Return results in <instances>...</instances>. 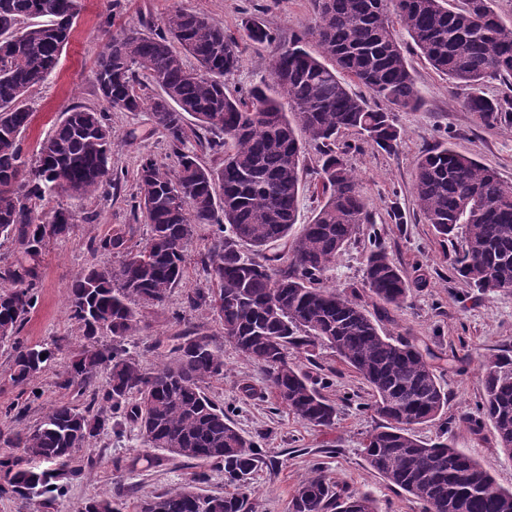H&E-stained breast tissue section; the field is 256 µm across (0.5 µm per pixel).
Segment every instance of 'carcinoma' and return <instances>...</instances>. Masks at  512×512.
Segmentation results:
<instances>
[{
  "label": "carcinoma",
  "mask_w": 512,
  "mask_h": 512,
  "mask_svg": "<svg viewBox=\"0 0 512 512\" xmlns=\"http://www.w3.org/2000/svg\"><path fill=\"white\" fill-rule=\"evenodd\" d=\"M318 21L282 49L263 82L242 101L225 91L224 76L238 67L240 44L199 12L179 9L155 33L122 28L108 39L95 64L100 96L109 108L138 112L148 106L155 129L169 141L177 165L150 155L137 169L134 214L147 237L130 243L113 229L91 241L95 252L120 257L108 270L80 272L67 289L71 319L89 341L71 361L59 387L89 391L83 408L60 402L32 428L12 433L0 453V496L46 507L82 469L75 450L126 423L139 427L144 452L159 464L201 460L224 472L233 491L207 494L209 475L184 482L143 502L140 512H259L249 488L266 457L205 393L206 380L224 375V354L207 335L189 332L173 349L174 364L147 372L126 346L141 330V309L166 304L183 278L195 228L211 227L201 257L211 288L186 295L185 308L217 315L224 339L262 367L278 401L297 419L331 429L336 407L288 356L331 349L369 386L371 407L386 424L363 444L367 464L387 483L422 504L424 512H512V491L499 487L472 456L445 443H426L417 425L435 421L448 406L433 354L406 337L382 334L377 315L362 303L368 290L383 311L403 307L412 282L382 244L365 258L361 286L338 291L323 285L364 225L371 223L360 179L336 141L346 133L390 152L402 139L395 113L372 106L382 100L414 110L421 100L407 63L411 47L452 85L470 88L464 106L486 124H512V105L488 96V83L512 78V23L496 0H316ZM81 0H0V236L17 245L0 266V344L11 345L10 378L30 388L52 348L29 344L20 332L38 303L42 256L51 240L69 234L74 213L50 206L58 193L91 197L112 190L114 133L106 110L75 105L33 158L23 147L33 121L25 104L43 83L79 16ZM408 37L401 41L395 27ZM248 41L272 34L245 26ZM317 51L308 48L309 42ZM192 57L196 65L186 63ZM157 88L145 98L140 76ZM363 85L370 97L354 92ZM192 117L189 123L186 117ZM318 155L322 201L311 221L297 223L304 144ZM222 156L208 166L201 155ZM412 192L423 222L451 240L464 234L455 272L484 293L512 291V187L446 143L416 160ZM112 343L99 344L103 334ZM102 388L93 385L99 371ZM484 395L476 431L490 424L512 458V355L483 363ZM84 512H124L121 494L96 493ZM289 512H378L376 500L355 493L317 466L295 486Z\"/></svg>",
  "instance_id": "carcinoma-1"
}]
</instances>
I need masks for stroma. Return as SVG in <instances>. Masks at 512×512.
<instances>
[{
  "label": "stroma",
  "instance_id": "obj_1",
  "mask_svg": "<svg viewBox=\"0 0 512 512\" xmlns=\"http://www.w3.org/2000/svg\"><path fill=\"white\" fill-rule=\"evenodd\" d=\"M178 8L202 12L234 36L253 21L270 30L272 42L244 47L238 68L224 79L227 92L242 99L247 98L251 87L268 79L273 56L288 47L314 19L313 0H81L80 14L57 69L27 94L26 103L34 119L25 133V150H34L62 120L68 107H104L94 70L106 32L157 27ZM407 58L422 104L414 111L397 112V124L403 131L397 149L387 153L358 144L355 135L344 137L353 146L347 159L362 180L373 222L338 257L325 283L341 290L361 282L364 259L374 240H381L413 288L408 302L382 318L380 327L387 335L408 337L429 348L436 356L437 375L448 393L444 413L435 422L418 426L417 436L429 442L442 435L448 437L456 448L473 456L499 486L512 490V459L499 448L492 427L483 426L475 433L462 423L465 414L475 412L483 396V362L504 352L512 353V291L485 296L454 274L450 258L455 249L461 248V239L449 243L436 237L421 221L412 194L418 156L441 142L493 168L506 185L512 186V125L484 124L464 106L468 87L449 84L416 53H408ZM107 116L116 135L112 148L114 187L107 196L55 198L56 203L73 211L76 222L67 236L51 241L47 248L38 304L20 337L31 344L55 345L56 358L40 374L37 386L41 395L29 403L22 417L7 418L0 413V451L5 448L4 437L33 427L53 405L80 402L77 388L58 386L65 362L86 344L69 317L67 289L84 269L117 263V256L91 253L89 243L95 235L122 227L129 229L133 241L145 239L146 228L135 219L132 209L140 156L151 155L167 167L175 164L165 135L153 127L147 112L112 109ZM397 210L402 212L404 223L395 222L393 213ZM89 215L94 216V223H86ZM210 243L209 226L198 225L191 245L192 259L181 282L171 290L164 306L144 310V330L128 340V348L140 366L150 370L170 363L176 336L189 327L219 342L224 374L208 380L205 391L267 457V466L253 475L250 484L262 512H288L295 485L316 466L350 489L370 493L379 501L382 512H423L420 503L389 487L365 462L364 436L379 426L381 419L368 406L371 395L367 384L331 349H316L310 359L302 355L297 358L336 405V426L329 430L303 423L278 402L264 371L245 361L225 341L224 329L212 312L201 309L186 313L184 321L175 319L174 313L182 309L186 294L209 285L199 258ZM247 384L255 389L253 397L241 392ZM141 447L139 431L131 424L121 434L100 435L92 447L76 452L74 463L82 469L80 478L69 485L65 495L53 499L44 512H83L92 494L108 493L118 486L130 491L127 512H137L140 501L183 482L196 470L194 463L182 459L147 466L136 458Z\"/></svg>",
  "mask_w": 512,
  "mask_h": 512
}]
</instances>
